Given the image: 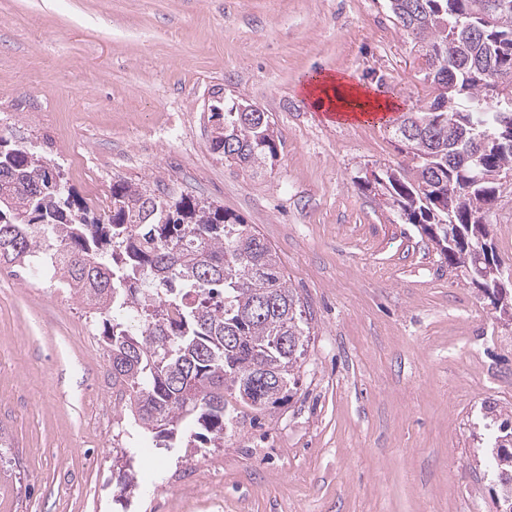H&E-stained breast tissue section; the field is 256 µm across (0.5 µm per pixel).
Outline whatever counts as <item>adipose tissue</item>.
<instances>
[{"label": "adipose tissue", "instance_id": "obj_1", "mask_svg": "<svg viewBox=\"0 0 512 512\" xmlns=\"http://www.w3.org/2000/svg\"><path fill=\"white\" fill-rule=\"evenodd\" d=\"M305 96L312 100L317 111L336 115L343 119L368 118L379 113L393 111L395 102L382 100L351 82L344 74H326L303 83Z\"/></svg>", "mask_w": 512, "mask_h": 512}]
</instances>
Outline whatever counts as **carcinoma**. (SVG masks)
I'll list each match as a JSON object with an SVG mask.
<instances>
[{
    "label": "carcinoma",
    "instance_id": "obj_1",
    "mask_svg": "<svg viewBox=\"0 0 512 512\" xmlns=\"http://www.w3.org/2000/svg\"><path fill=\"white\" fill-rule=\"evenodd\" d=\"M410 43L424 44L432 99L395 129L409 162L372 173L360 187L417 224L448 266L460 269L500 320L512 296L496 298L471 248L491 245V217L512 196V0H389ZM211 130L224 160L259 168L281 143L265 112L236 104ZM55 161L24 137L0 133V268L40 254L53 278L102 319L115 399L146 436L170 448L196 429L224 441L233 397L274 407L297 385L310 327L275 250L223 207L125 180L110 187L100 215L64 181ZM276 397L251 387L279 368ZM493 468L512 498V425L498 426Z\"/></svg>",
    "mask_w": 512,
    "mask_h": 512
}]
</instances>
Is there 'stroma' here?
<instances>
[{"mask_svg":"<svg viewBox=\"0 0 512 512\" xmlns=\"http://www.w3.org/2000/svg\"><path fill=\"white\" fill-rule=\"evenodd\" d=\"M349 73L398 103L331 122L302 94ZM431 98L386 0H0V128L101 213L127 180L255 225L310 315L289 401L214 447H141L112 403L102 324L49 276L0 273V512H496L487 425L512 415V326L359 187L406 162L392 130ZM244 99L282 136L260 175L210 147Z\"/></svg>","mask_w":512,"mask_h":512,"instance_id":"35a3bbf8","label":"stroma"}]
</instances>
